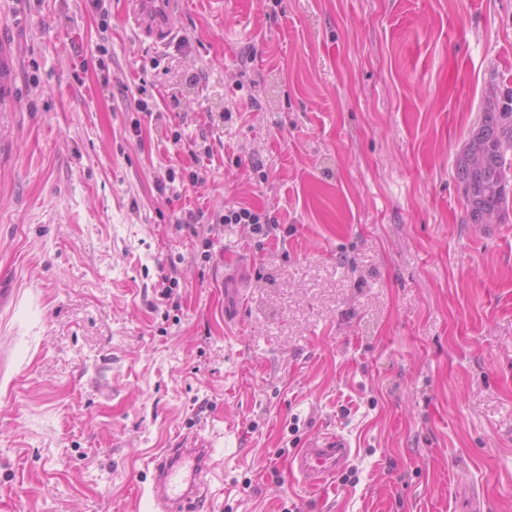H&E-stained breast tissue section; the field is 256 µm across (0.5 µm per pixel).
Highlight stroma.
<instances>
[{"mask_svg": "<svg viewBox=\"0 0 512 512\" xmlns=\"http://www.w3.org/2000/svg\"><path fill=\"white\" fill-rule=\"evenodd\" d=\"M169 9L155 45L125 0H0V512H152L194 434L210 512H512V209L467 223L456 178L512 90V0ZM194 150L206 185L166 201ZM325 433L328 495L289 469ZM216 224H255L257 232H263L265 224V232L272 229V225L279 224L275 216L265 214L263 217L252 211L248 207H225L224 215H220ZM249 270L242 261L224 271V320L235 321L239 316L240 292L248 279Z\"/></svg>", "mask_w": 512, "mask_h": 512, "instance_id": "35a3bbf8", "label": "stroma"}]
</instances>
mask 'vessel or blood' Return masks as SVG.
<instances>
[{
	"mask_svg": "<svg viewBox=\"0 0 512 512\" xmlns=\"http://www.w3.org/2000/svg\"><path fill=\"white\" fill-rule=\"evenodd\" d=\"M126 16L143 38L163 43L176 30L166 9V0H126ZM249 275L246 264L224 272V318L237 320L240 292ZM350 442L339 434L305 441L292 456L290 468L302 482L325 490L351 456ZM149 497L156 512H201L214 471L213 450L205 438L194 436L177 448H164L153 456Z\"/></svg>",
	"mask_w": 512,
	"mask_h": 512,
	"instance_id": "obj_1",
	"label": "vessel or blood"
}]
</instances>
